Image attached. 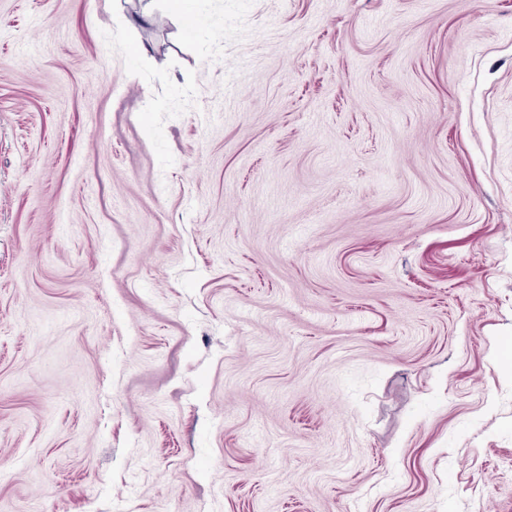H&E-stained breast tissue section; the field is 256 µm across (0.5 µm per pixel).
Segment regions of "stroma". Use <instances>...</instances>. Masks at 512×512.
<instances>
[{"mask_svg":"<svg viewBox=\"0 0 512 512\" xmlns=\"http://www.w3.org/2000/svg\"><path fill=\"white\" fill-rule=\"evenodd\" d=\"M512 0H0V512H512Z\"/></svg>","mask_w":512,"mask_h":512,"instance_id":"obj_1","label":"stroma"}]
</instances>
